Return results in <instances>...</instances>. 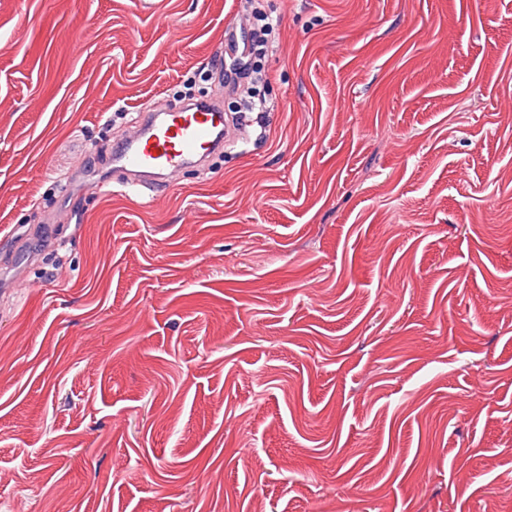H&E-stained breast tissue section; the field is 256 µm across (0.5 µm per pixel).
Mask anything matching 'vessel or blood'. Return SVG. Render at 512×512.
I'll list each match as a JSON object with an SVG mask.
<instances>
[{
    "mask_svg": "<svg viewBox=\"0 0 512 512\" xmlns=\"http://www.w3.org/2000/svg\"><path fill=\"white\" fill-rule=\"evenodd\" d=\"M220 100L184 105L176 111L146 107L133 132L116 138L112 162L129 175V189L157 196L174 186L180 169L206 163L233 135Z\"/></svg>",
    "mask_w": 512,
    "mask_h": 512,
    "instance_id": "1",
    "label": "vessel or blood"
}]
</instances>
